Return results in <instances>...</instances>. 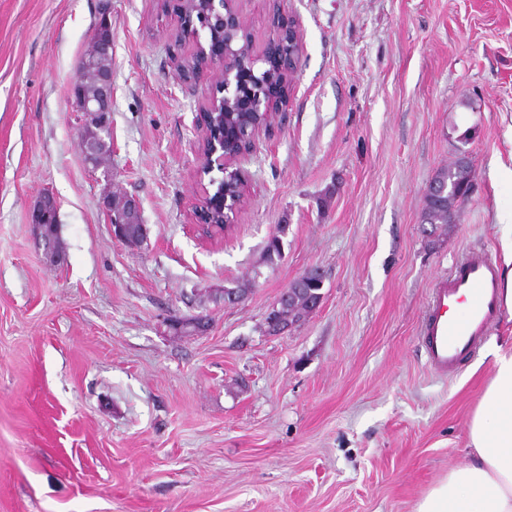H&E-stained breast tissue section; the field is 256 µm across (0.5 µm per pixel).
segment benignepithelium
Segmentation results:
<instances>
[{"label": "benign epithelium", "mask_w": 512, "mask_h": 512, "mask_svg": "<svg viewBox=\"0 0 512 512\" xmlns=\"http://www.w3.org/2000/svg\"><path fill=\"white\" fill-rule=\"evenodd\" d=\"M180 11V27L174 41H193L197 45L201 62L199 71L192 75L184 68L180 57L171 55V62L183 83L193 87L216 77L217 93L208 96L206 112L199 122L202 130V167L210 172L214 169L224 173L214 194L206 195L197 209L201 235L209 236L215 230L213 224L229 225L232 215L243 202L242 188L249 180V173L240 164L239 152H226L231 129L239 121L252 116L256 118L250 138L249 152H254L260 133L273 125L279 110L286 103L291 88V77L297 68L300 44L296 28H277L269 35L274 50L265 56H253L246 51L242 34L245 29L235 6V0H194L195 8L187 7L188 0H175ZM98 30L107 36L98 40L97 50L102 52L112 47V21L109 14H101ZM209 33V47L200 41V31ZM264 68L256 70L258 64ZM92 77L96 80L98 93L85 97L81 93V82ZM75 111L79 118V139L86 165L94 172L104 167L111 151L103 147L104 135L112 133V70H98L91 59L80 64V78L73 88ZM101 208L110 224L112 238L127 247L131 246L122 227L119 211L141 210L140 200L129 194L111 189L103 192ZM58 202L51 192L43 193L33 210L31 228L37 239H42L44 216L57 213ZM323 294L304 293L297 283L289 284L266 316L267 324L283 333L294 327L280 324L279 304L289 303L303 310L307 316L322 304Z\"/></svg>", "instance_id": "benign-epithelium-1"}]
</instances>
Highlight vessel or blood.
Wrapping results in <instances>:
<instances>
[{
  "label": "vessel or blood",
  "mask_w": 512,
  "mask_h": 512,
  "mask_svg": "<svg viewBox=\"0 0 512 512\" xmlns=\"http://www.w3.org/2000/svg\"><path fill=\"white\" fill-rule=\"evenodd\" d=\"M503 279L485 250L458 262L437 284L422 328L427 361L452 372L471 356L496 325L502 307Z\"/></svg>",
  "instance_id": "obj_1"
}]
</instances>
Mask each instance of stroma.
Returning a JSON list of instances; mask_svg holds the SVG:
<instances>
[{
  "instance_id": "obj_1",
  "label": "stroma",
  "mask_w": 512,
  "mask_h": 512,
  "mask_svg": "<svg viewBox=\"0 0 512 512\" xmlns=\"http://www.w3.org/2000/svg\"><path fill=\"white\" fill-rule=\"evenodd\" d=\"M102 1L0 0V512H413L469 462L490 352L512 339L502 315L448 377L420 335L438 280L471 250L499 255L512 213V0H238L257 45L295 20L302 50L244 201L209 238L207 98L171 64L178 16L160 0H106L111 178L84 163L72 88ZM457 147L474 191L453 223H422ZM109 182L141 201V249L112 238ZM45 191L57 263L30 228ZM314 266L321 306L268 334ZM245 279L242 303L208 300ZM192 316L208 330L173 335Z\"/></svg>"
}]
</instances>
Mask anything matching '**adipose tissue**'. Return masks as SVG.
<instances>
[{
	"label": "adipose tissue",
	"instance_id": "obj_1",
	"mask_svg": "<svg viewBox=\"0 0 512 512\" xmlns=\"http://www.w3.org/2000/svg\"><path fill=\"white\" fill-rule=\"evenodd\" d=\"M472 460L449 467L415 512H512V342L493 351V375L468 428Z\"/></svg>",
	"mask_w": 512,
	"mask_h": 512
}]
</instances>
